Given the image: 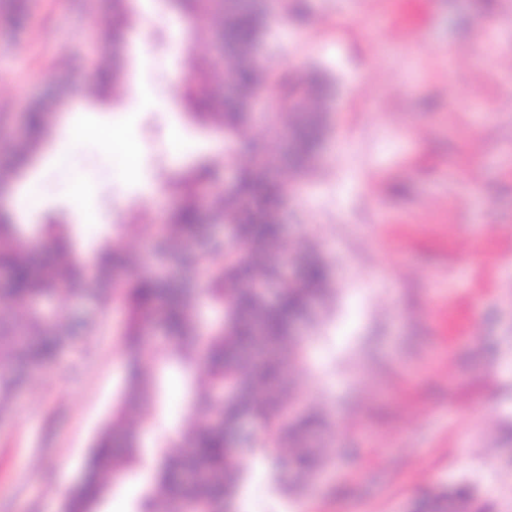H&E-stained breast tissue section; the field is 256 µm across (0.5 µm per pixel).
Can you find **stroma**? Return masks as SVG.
I'll use <instances>...</instances> for the list:
<instances>
[{"label":"stroma","instance_id":"35a3bbf8","mask_svg":"<svg viewBox=\"0 0 512 512\" xmlns=\"http://www.w3.org/2000/svg\"><path fill=\"white\" fill-rule=\"evenodd\" d=\"M272 0V44L298 76L339 94L308 180L281 215L287 241L330 265L336 294L301 321L305 362L291 386L323 408L324 464L294 485L242 458L237 512H410L469 484L486 512H512V0ZM27 24L0 16V163L28 110L71 87L49 135L0 204L28 193L24 225L61 217L78 249L105 240L139 252L143 224L166 223L168 174L223 155L224 134L181 104L190 59L207 57L208 19L169 0H130L135 28L116 53V96L88 95L112 0H25ZM104 120L140 148H67L69 126ZM66 162L68 178L53 165ZM120 309L17 392L0 421V512H60L123 385ZM152 475L113 479L103 512H135Z\"/></svg>","mask_w":512,"mask_h":512}]
</instances>
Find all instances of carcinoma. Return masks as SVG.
Masks as SVG:
<instances>
[{
  "label": "carcinoma",
  "instance_id": "1",
  "mask_svg": "<svg viewBox=\"0 0 512 512\" xmlns=\"http://www.w3.org/2000/svg\"><path fill=\"white\" fill-rule=\"evenodd\" d=\"M184 13L203 15L211 23L215 52L192 62L182 95L187 113L203 125L224 131L225 160L242 150L262 156V167L239 168L237 179L215 187L207 206L199 202V187L214 183L224 160L208 159L171 182L180 206L158 233L151 226L144 236L153 240L155 257L183 268L202 270L206 288L190 281H163L138 272L139 257L119 244L105 241L88 251L76 248L68 224H43L26 234L10 214L0 211V269L7 273L0 289V419L12 394L49 365L71 343L89 334L95 322L45 303L70 296L94 304L105 317L112 303L126 313L122 332L125 355L120 399L94 436L81 479L62 501V512H100L108 481L141 460L140 430L158 427L162 373L173 367L188 375L192 410L208 418L187 422L177 437L156 434L153 477L137 501L138 512H232L243 481L239 426L250 418L272 451L288 447V462L297 482L313 476L322 462L308 437L329 429L322 412L308 408L292 415L291 368L302 360L303 347L293 335L294 324L334 293L328 266L297 250L300 275L288 278L273 253L285 247L280 214L288 183L267 178L262 168L286 165L308 174L327 131V101L333 81L321 73L305 82L294 79L273 62L266 0H251L245 9L230 0H171ZM133 27L128 0H113L112 21L100 29L103 48L93 66L89 93L104 97L123 81V65L108 45L126 41ZM233 82L238 96L219 105L211 94L218 82ZM272 105L267 121L274 124L280 148L266 152L247 146L243 131L256 120L254 99ZM55 107L34 105L25 116L26 135L0 165V192H6L30 164L53 126ZM227 230L229 242L219 236ZM270 283L278 291L271 298ZM155 332L173 344L170 351L148 352L145 342ZM202 362L207 379L190 375ZM416 512H485L464 484L433 492L415 505Z\"/></svg>",
  "mask_w": 512,
  "mask_h": 512
}]
</instances>
